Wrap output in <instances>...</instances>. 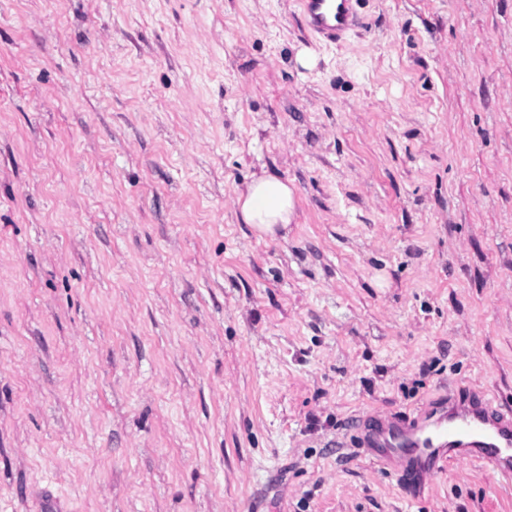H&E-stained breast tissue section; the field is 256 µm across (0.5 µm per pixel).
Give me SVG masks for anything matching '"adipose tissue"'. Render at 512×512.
Masks as SVG:
<instances>
[{
  "instance_id": "1",
  "label": "adipose tissue",
  "mask_w": 512,
  "mask_h": 512,
  "mask_svg": "<svg viewBox=\"0 0 512 512\" xmlns=\"http://www.w3.org/2000/svg\"><path fill=\"white\" fill-rule=\"evenodd\" d=\"M234 205L244 223L250 224L257 236H275L294 218V191L281 178L265 174L238 191Z\"/></svg>"
}]
</instances>
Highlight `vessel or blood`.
Segmentation results:
<instances>
[{
  "label": "vessel or blood",
  "mask_w": 512,
  "mask_h": 512,
  "mask_svg": "<svg viewBox=\"0 0 512 512\" xmlns=\"http://www.w3.org/2000/svg\"><path fill=\"white\" fill-rule=\"evenodd\" d=\"M303 21L312 32L333 41L356 23L352 0H299ZM363 444L372 458L409 487L422 473L440 474L451 462H474L512 480V411L487 395L451 402L420 413L407 425L378 423Z\"/></svg>",
  "instance_id": "b4317fda"
}]
</instances>
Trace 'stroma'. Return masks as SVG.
Segmentation results:
<instances>
[{
    "instance_id": "35a3bbf8",
    "label": "stroma",
    "mask_w": 512,
    "mask_h": 512,
    "mask_svg": "<svg viewBox=\"0 0 512 512\" xmlns=\"http://www.w3.org/2000/svg\"><path fill=\"white\" fill-rule=\"evenodd\" d=\"M355 9L0 0V512H512L355 425L512 409V0ZM329 0H299L303 21L312 32L329 41H336L349 31L356 18L352 0H333V9L327 5ZM234 205L242 221L250 224L258 237H274L294 218V191L288 182L265 174L239 190Z\"/></svg>"
}]
</instances>
